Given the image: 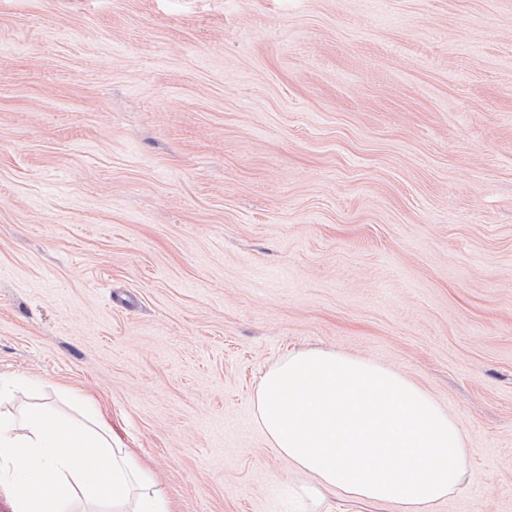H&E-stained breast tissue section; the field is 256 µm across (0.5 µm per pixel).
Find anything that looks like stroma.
<instances>
[{
    "label": "stroma",
    "instance_id": "1",
    "mask_svg": "<svg viewBox=\"0 0 512 512\" xmlns=\"http://www.w3.org/2000/svg\"><path fill=\"white\" fill-rule=\"evenodd\" d=\"M318 347L420 384L512 512V0H0V376L174 512H292L256 414Z\"/></svg>",
    "mask_w": 512,
    "mask_h": 512
}]
</instances>
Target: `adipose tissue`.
<instances>
[{
    "mask_svg": "<svg viewBox=\"0 0 512 512\" xmlns=\"http://www.w3.org/2000/svg\"><path fill=\"white\" fill-rule=\"evenodd\" d=\"M258 420L273 448L312 480L321 507L334 491L352 503L431 512L475 482L467 439L419 384L366 359L306 349L261 377ZM52 404L0 411V492L12 512H172L152 474L98 422Z\"/></svg>",
    "mask_w": 512,
    "mask_h": 512,
    "instance_id": "adipose-tissue-1",
    "label": "adipose tissue"
}]
</instances>
